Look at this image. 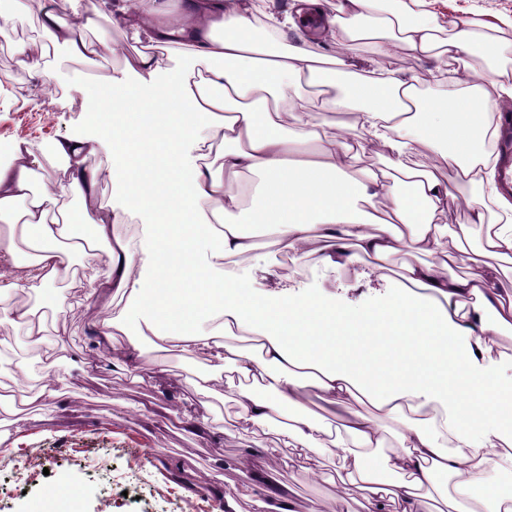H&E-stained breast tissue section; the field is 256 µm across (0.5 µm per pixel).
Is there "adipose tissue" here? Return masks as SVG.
<instances>
[{"instance_id": "adipose-tissue-1", "label": "adipose tissue", "mask_w": 512, "mask_h": 512, "mask_svg": "<svg viewBox=\"0 0 512 512\" xmlns=\"http://www.w3.org/2000/svg\"><path fill=\"white\" fill-rule=\"evenodd\" d=\"M376 0H346L321 16L329 42L372 44L388 69L362 79L336 70V57L297 48L275 49L255 33L253 0H194L192 55L205 64L161 70L153 55L128 61L136 79L113 78L98 101L113 162L87 170L97 151L91 138L54 142L63 175L38 174L35 147L15 143L0 164V345L22 328L31 346L44 340L26 297L73 275L70 256L104 253L106 271L92 298L127 297L139 327L156 348L203 353L230 364L256 387L239 392L244 421L281 423L307 479L320 478L318 461L337 460L341 512H512V494L489 484V471H512V195L500 191L496 162L485 150L486 108L512 98V78H476L470 58L485 47L512 61V41L483 43L461 29L435 36L433 19L419 15L378 25L365 19ZM111 0H43L42 37L90 61L105 42L83 31ZM120 16L146 40L164 45L181 35L184 19L162 0H121ZM433 57V79L447 91L424 96L416 76L391 69L400 51ZM321 89L312 112L301 82ZM348 113L352 123L329 133L320 112ZM193 141L197 162L184 169L180 148ZM224 147L219 170L206 158ZM383 156L390 171L362 170V153ZM456 182L481 184L485 200L468 202L469 223L482 231L477 251L459 236L444 237L440 217L456 205ZM261 182L244 196L239 178ZM121 186L123 212L97 203L100 181ZM63 196L81 202V240L63 247L70 227L56 223ZM149 214L153 224L132 242L117 235L125 218ZM266 237L304 258L318 248L338 266L369 261L384 275L386 259L403 247L424 254L407 265L371 306L344 308L321 293L289 288L255 295L223 273L225 260L244 263ZM467 265L464 275L454 264ZM219 324L204 332L202 323ZM120 319L102 315L87 367L112 357H137L114 336ZM253 337L259 358L225 339ZM316 396L339 425L309 405ZM399 475L384 483L383 471Z\"/></svg>"}]
</instances>
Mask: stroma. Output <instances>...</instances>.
I'll return each instance as SVG.
<instances>
[{
  "instance_id": "1",
  "label": "stroma",
  "mask_w": 512,
  "mask_h": 512,
  "mask_svg": "<svg viewBox=\"0 0 512 512\" xmlns=\"http://www.w3.org/2000/svg\"><path fill=\"white\" fill-rule=\"evenodd\" d=\"M41 0H0L10 25L0 33V143L21 140L40 150V173L58 179L57 159L46 148L65 137L99 139L87 165L102 169L112 162V146L103 137L90 100L104 93L113 77L124 75L126 57L154 55L164 68L188 67L189 35L163 48L151 46L135 28L103 18L89 39L120 46L121 54H102L100 61H72L56 46L46 76L21 68L16 48L30 42L38 24ZM440 33L470 28L485 36L512 30V0H427ZM278 47H297L316 54L357 57L358 75L373 77L379 59L369 45L303 37L296 28L278 32ZM38 99L36 110H21L19 98ZM75 277L65 286L30 293L31 306L46 328L47 340L32 347L21 338L0 346V385L25 386L32 403L10 421L0 422V512H34L56 497L60 512H224L219 492L238 487L241 512H264L265 494L253 489L235 464L245 448H270L277 439L275 424L256 427L238 420L234 401L236 376L223 379L218 394L199 392L195 384L212 372L207 355L158 350L143 343L138 370L103 361L84 369L89 333L101 311L87 293L104 272L103 258L73 259ZM244 287L256 293L279 288L324 292L348 307H363L376 296L378 281L363 277L360 266L338 267L317 257L303 260L275 248L235 268ZM50 360L56 373L47 377L33 368L18 374L16 360ZM55 391L51 405L36 402L42 388ZM273 465L277 481L295 491L296 512H340L332 482H309L279 449Z\"/></svg>"
}]
</instances>
